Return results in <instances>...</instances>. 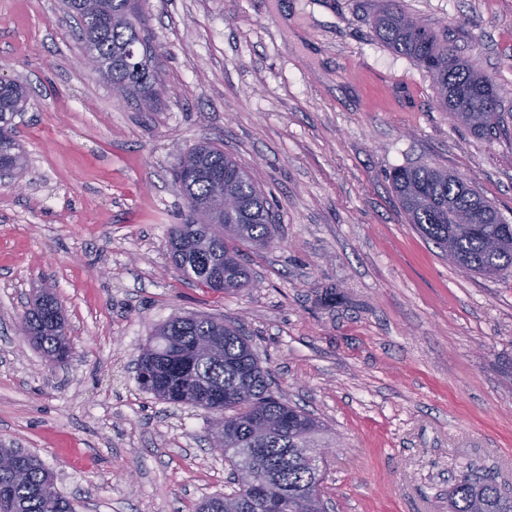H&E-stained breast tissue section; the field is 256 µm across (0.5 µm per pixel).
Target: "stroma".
<instances>
[{
	"label": "stroma",
	"mask_w": 512,
	"mask_h": 512,
	"mask_svg": "<svg viewBox=\"0 0 512 512\" xmlns=\"http://www.w3.org/2000/svg\"><path fill=\"white\" fill-rule=\"evenodd\" d=\"M512 110V0H396ZM385 0H141L153 111L85 69L62 0H0V76L30 89L26 166L0 184V443L37 456L76 512H195L229 488L212 416L142 390L134 363L175 316L239 322L281 395L326 424L330 512H448L472 465L512 488V276L449 265L408 224L394 168H448L512 224V129L455 125L430 75L376 36ZM210 142L268 198L275 247L247 288L184 279L173 168ZM53 285L70 360L18 330Z\"/></svg>",
	"instance_id": "stroma-1"
}]
</instances>
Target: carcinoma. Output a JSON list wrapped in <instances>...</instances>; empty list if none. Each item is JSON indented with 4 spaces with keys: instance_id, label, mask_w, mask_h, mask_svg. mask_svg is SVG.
<instances>
[{
    "instance_id": "cac0c4a2",
    "label": "carcinoma",
    "mask_w": 512,
    "mask_h": 512,
    "mask_svg": "<svg viewBox=\"0 0 512 512\" xmlns=\"http://www.w3.org/2000/svg\"><path fill=\"white\" fill-rule=\"evenodd\" d=\"M77 21L85 44H93L104 80L122 98L151 107L161 73L144 56L118 64L126 47L145 45L136 30L141 12L136 0H64ZM378 38L404 55L433 79L438 101L457 123L477 134L505 129V110H485L498 97L495 84L456 49L397 6L376 20ZM27 87L0 80V152L24 166V154L9 123L24 108ZM189 165L203 175L182 185L188 215L171 229L175 268L202 288L215 272L224 271L223 291L248 285L251 273L233 243L275 246V215L250 175L224 150L210 144L191 148L174 169ZM393 189L409 223L446 253L453 248L456 267L486 278L512 275V224L457 175L435 165L395 169ZM22 335L48 361L60 364L72 354L66 322L55 293L42 288L25 312ZM142 370L157 376L172 391H183L193 406L224 424V465L237 476L245 468L263 479L280 512H306L309 495L322 488L320 471L310 451L331 447L324 424L313 414L288 403L272 390L270 371L260 365L243 330L212 316H176L157 327L140 355ZM0 512H73L57 491L53 474L20 448L0 445ZM197 512H266L255 490L234 486L232 492L203 500ZM448 512H512V491L467 466L454 476Z\"/></svg>"
}]
</instances>
